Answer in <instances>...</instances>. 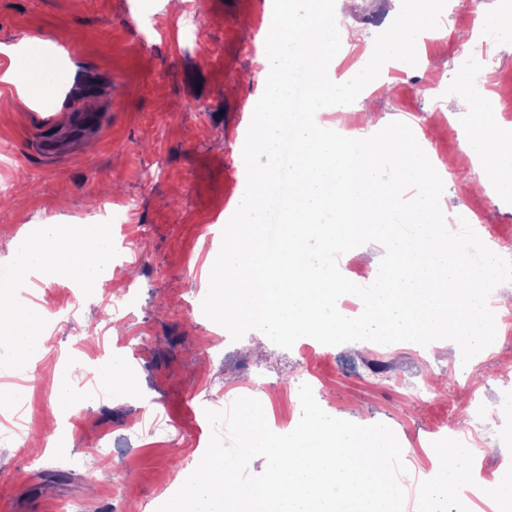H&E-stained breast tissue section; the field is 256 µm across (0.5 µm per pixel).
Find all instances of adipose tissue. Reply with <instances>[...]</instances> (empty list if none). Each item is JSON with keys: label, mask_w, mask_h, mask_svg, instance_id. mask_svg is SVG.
<instances>
[{"label": "adipose tissue", "mask_w": 512, "mask_h": 512, "mask_svg": "<svg viewBox=\"0 0 512 512\" xmlns=\"http://www.w3.org/2000/svg\"><path fill=\"white\" fill-rule=\"evenodd\" d=\"M46 45V40L37 37L11 45L1 43L0 55L7 58L8 65L0 81L13 85L20 96H29L32 70ZM460 86L461 93L449 100L448 107L468 112L465 150L474 162V183L491 196L511 192L512 133L498 127L503 106L491 96L474 101L472 77H463ZM110 240V229L105 224H43L26 237L11 262L0 266V341L8 342L15 363H34L49 339L45 308L17 305L15 290L31 285L45 270L76 280L84 290H96L113 276ZM432 465L428 481L431 491L417 502L415 512H435L436 496L447 491L459 499L464 496L457 487L456 464L437 458Z\"/></svg>", "instance_id": "ef3b65f1"}]
</instances>
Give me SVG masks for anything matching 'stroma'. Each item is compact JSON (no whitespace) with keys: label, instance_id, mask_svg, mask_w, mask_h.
<instances>
[{"label":"stroma","instance_id":"stroma-1","mask_svg":"<svg viewBox=\"0 0 512 512\" xmlns=\"http://www.w3.org/2000/svg\"><path fill=\"white\" fill-rule=\"evenodd\" d=\"M192 2L189 21L166 0H0V43L39 36L57 49L62 67L42 86L48 108H32L0 83V259L36 225L92 224L98 208L116 209L127 198L132 210L112 227V264L136 270L122 282L134 305L129 318L103 320L95 295L85 292L75 312L49 319L60 351L84 340L87 354L125 358L128 394L87 402L73 394L63 414L54 388L40 383L41 375H55V363L33 367L26 378L25 409L41 414L34 440L62 439L60 455L80 458L106 433L112 458L36 469L31 448L0 446V512H54L64 499L79 500L85 512H129L133 505L156 512L168 497L167 476L191 474L202 459L212 434L207 411L224 410V392L243 379L263 384L269 424L285 418L295 425L297 390L318 375L319 405L359 425L386 424L414 454L434 456L436 443L483 425L484 447L459 460V472L512 475V385L501 368L512 342L493 343L467 375L413 344L364 354L339 345L328 358L305 353L301 340L288 350L268 343L249 353L243 341L216 333L201 307L206 266L247 179L238 146L261 90L252 66L265 0ZM398 9L399 0H362L340 21L344 51L371 49ZM479 17L459 5L444 8L423 40L426 65H384L366 98L326 107L319 122L336 129L350 111L361 120L375 113L379 130L393 121L417 129L436 119L431 157L464 156L463 121L445 113L444 98L428 89L454 85L464 70L475 81L512 88V41L481 30ZM86 115L102 117V128L79 131ZM50 131L68 147L65 157L39 150ZM473 175L469 165L447 177V212L479 209L480 238L494 232L512 241V194L463 192ZM134 345L139 355H132ZM382 366L405 375L426 369L448 388L417 402L379 374ZM207 392L212 401H204Z\"/></svg>","mask_w":512,"mask_h":512}]
</instances>
